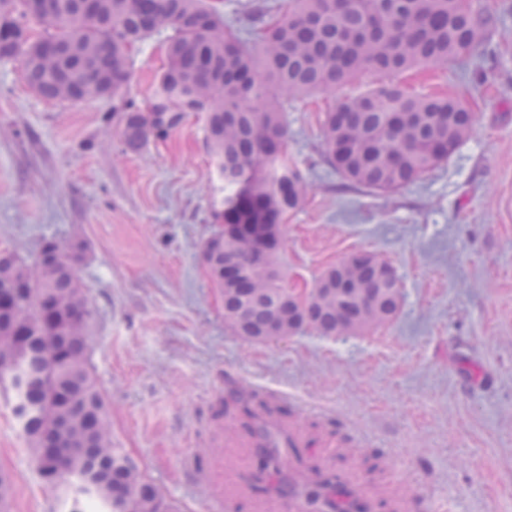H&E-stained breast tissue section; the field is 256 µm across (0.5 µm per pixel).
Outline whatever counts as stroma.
I'll list each match as a JSON object with an SVG mask.
<instances>
[{
    "label": "stroma",
    "instance_id": "35a3bbf8",
    "mask_svg": "<svg viewBox=\"0 0 512 512\" xmlns=\"http://www.w3.org/2000/svg\"><path fill=\"white\" fill-rule=\"evenodd\" d=\"M493 15L488 54L403 86L475 101L474 127L447 163L394 194L350 188L327 162L324 111L387 83L365 71L336 91L285 100L288 155L305 177L278 265L289 287L313 288L329 266L366 250L390 261L402 288L385 325L357 335L303 329L254 343L224 322V295L202 260L224 178L191 113L138 153L118 138V100L46 101L21 59L0 61V248L33 260L44 240L81 246L76 274L93 315L90 366L113 447L162 490L172 512H203L209 479L243 491L235 512H277L253 495L258 451L224 400L231 387L276 389L305 442L290 471L334 467L399 512L408 486L456 512H512V0H473ZM128 98L147 106L167 63L166 36L131 50ZM0 387V473L6 512H85L83 495L40 477ZM233 424L223 471L207 434Z\"/></svg>",
    "mask_w": 512,
    "mask_h": 512
}]
</instances>
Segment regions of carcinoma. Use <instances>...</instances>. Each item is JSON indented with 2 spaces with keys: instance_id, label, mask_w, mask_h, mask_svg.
<instances>
[{
  "instance_id": "obj_1",
  "label": "carcinoma",
  "mask_w": 512,
  "mask_h": 512,
  "mask_svg": "<svg viewBox=\"0 0 512 512\" xmlns=\"http://www.w3.org/2000/svg\"><path fill=\"white\" fill-rule=\"evenodd\" d=\"M285 13L257 6L255 42L247 46L221 14L218 0H0V61L23 63L27 85L43 99L84 103L122 93L131 75V47L166 31L168 63L150 105L121 99L120 142L137 153L152 139L177 130L188 112L205 113L209 152L228 193L213 211L216 224H283L300 203L304 177L288 158V122L282 97L327 93L357 74L389 77L412 67L440 68L484 46L487 21L461 0H291ZM43 28L49 47L35 55L12 36ZM473 106L463 100L410 92L390 82L348 97L324 112L328 164L354 186L393 193L422 179L469 137ZM237 266L245 291L224 305L234 331L262 335L274 316L288 317V289L274 271L253 267L244 240L215 249L207 241L203 262L215 287L224 288V255ZM358 281L374 305L356 309L343 273L329 271L342 295L298 313L299 322L322 336H339L336 310H358L366 329L391 319L401 300L394 267L375 256ZM25 278L11 316L0 313V370L20 396L36 467L66 470L56 487L80 490L110 512H171V505L121 449L112 447L108 414L89 363L92 312L75 268L28 265L16 259L0 269V289L12 273ZM26 331V351L14 357L15 324ZM244 415L261 423L274 410L254 392L229 390ZM255 480L279 492L293 488L279 448L260 449ZM333 470L303 479L300 495L313 512H370L372 504L338 487Z\"/></svg>"
}]
</instances>
